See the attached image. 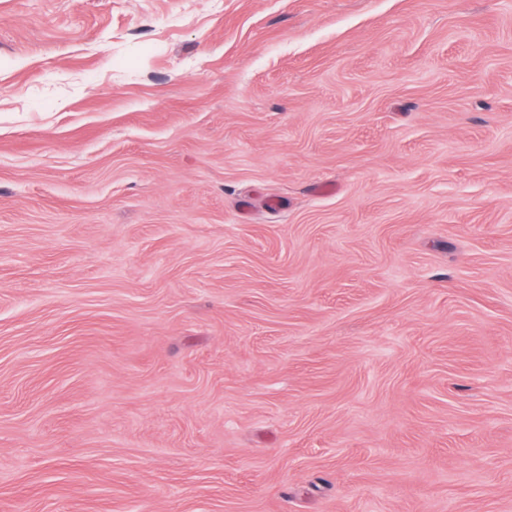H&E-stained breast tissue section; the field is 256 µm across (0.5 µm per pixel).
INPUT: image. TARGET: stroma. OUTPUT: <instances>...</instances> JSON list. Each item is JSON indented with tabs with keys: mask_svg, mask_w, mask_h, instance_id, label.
I'll return each instance as SVG.
<instances>
[{
	"mask_svg": "<svg viewBox=\"0 0 512 512\" xmlns=\"http://www.w3.org/2000/svg\"><path fill=\"white\" fill-rule=\"evenodd\" d=\"M0 512H512V0H0Z\"/></svg>",
	"mask_w": 512,
	"mask_h": 512,
	"instance_id": "stroma-1",
	"label": "stroma"
}]
</instances>
